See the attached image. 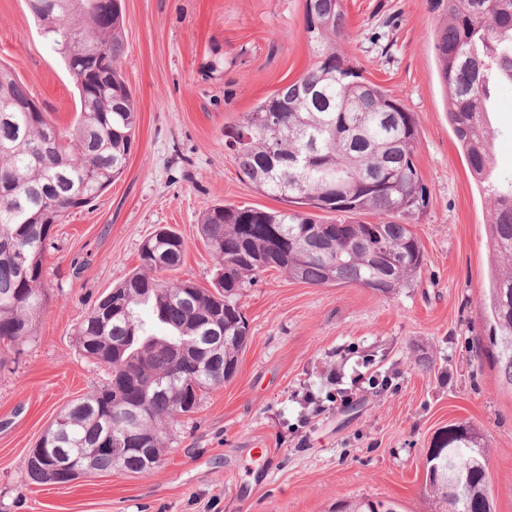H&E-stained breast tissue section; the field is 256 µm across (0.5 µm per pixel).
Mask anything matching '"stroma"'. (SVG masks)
I'll return each instance as SVG.
<instances>
[{"mask_svg":"<svg viewBox=\"0 0 512 512\" xmlns=\"http://www.w3.org/2000/svg\"><path fill=\"white\" fill-rule=\"evenodd\" d=\"M345 4L346 56L417 122L427 188L425 209L409 222L425 254L417 286L383 296L263 272L239 300L250 331L236 375L169 426L159 467L30 481L28 454L45 429L107 378L76 331L138 266L142 241L162 227L178 232V278L208 289L216 263L198 233L203 211L284 208L240 172L224 130L314 62L305 0H121L136 140L125 172L56 225L37 337L0 345V512H336L360 498L435 512L423 464L434 436L459 424L488 450L493 512H512V394L482 345L496 264L490 199L448 122L433 49L444 13L435 0ZM0 63L58 127L73 123L76 89L24 0H0ZM490 118L495 174L512 179V88L497 94ZM334 368L358 379L357 390L302 423L304 395L325 401Z\"/></svg>","mask_w":512,"mask_h":512,"instance_id":"35a3bbf8","label":"stroma"}]
</instances>
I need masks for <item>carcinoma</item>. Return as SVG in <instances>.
I'll return each mask as SVG.
<instances>
[{
  "label": "carcinoma",
  "instance_id": "cac0c4a2",
  "mask_svg": "<svg viewBox=\"0 0 512 512\" xmlns=\"http://www.w3.org/2000/svg\"><path fill=\"white\" fill-rule=\"evenodd\" d=\"M85 10L43 35L66 67L80 61L83 82L73 124L55 125L43 111L17 104L31 94L0 65V342L34 340L49 300L45 255L52 230L121 176L130 157L138 108L120 70L125 53L120 0H81ZM345 0H305L304 27L316 61L262 99L224 133L242 173L257 191L296 205L263 210L215 204L199 233L217 264L213 289L161 276L184 261L181 236L160 229L139 249V267L101 297L77 329L85 357L108 370V381L71 402L45 431L66 455L74 476L84 469L144 473L162 459L168 425L198 408L205 390L238 370L249 335L239 299L269 269L310 285L355 284L384 296L416 285L422 244L409 225L393 221L423 211L427 189L415 164L418 128L413 113L364 76L342 53L348 36ZM446 21L434 52L448 97V121L471 175L489 192L488 233L498 265L488 288L486 351L502 384L512 389V182L493 175L489 106L495 90L512 86V0H436ZM112 56L105 69L91 48ZM336 218L327 221L317 213ZM370 214L379 222H350ZM149 311V319L141 317ZM216 339L197 355L198 368L180 357L204 330ZM139 412L126 451L99 450L123 436L130 412ZM152 439L154 459L133 452ZM442 472L424 492L438 512H492L486 448L461 427L434 437ZM49 456L30 457L35 483L67 484ZM336 512H396L369 498L345 501Z\"/></svg>",
  "mask_w": 512,
  "mask_h": 512
}]
</instances>
